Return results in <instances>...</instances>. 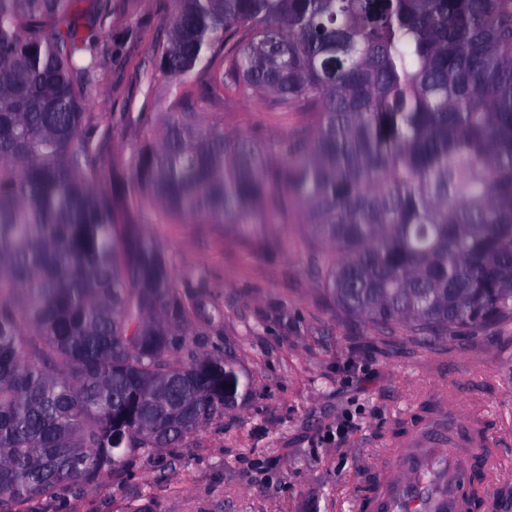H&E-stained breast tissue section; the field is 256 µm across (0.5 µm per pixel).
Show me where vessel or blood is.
<instances>
[{"label":"vessel or blood","instance_id":"b4317fda","mask_svg":"<svg viewBox=\"0 0 512 512\" xmlns=\"http://www.w3.org/2000/svg\"><path fill=\"white\" fill-rule=\"evenodd\" d=\"M458 426L452 412L447 429L413 440L410 451L399 454L361 500L360 512H465L459 487L468 473L447 435L448 429Z\"/></svg>","mask_w":512,"mask_h":512}]
</instances>
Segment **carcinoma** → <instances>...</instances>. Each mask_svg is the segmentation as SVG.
<instances>
[{"label":"carcinoma","instance_id":"obj_1","mask_svg":"<svg viewBox=\"0 0 512 512\" xmlns=\"http://www.w3.org/2000/svg\"><path fill=\"white\" fill-rule=\"evenodd\" d=\"M82 0H0V512L224 415L147 207L258 242L300 217L324 294L424 344L512 324V0H176L157 77L271 97L284 139L188 103L105 161ZM104 26L111 0H91Z\"/></svg>","mask_w":512,"mask_h":512}]
</instances>
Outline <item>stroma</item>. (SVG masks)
<instances>
[{
	"label": "stroma",
	"instance_id": "1",
	"mask_svg": "<svg viewBox=\"0 0 512 512\" xmlns=\"http://www.w3.org/2000/svg\"><path fill=\"white\" fill-rule=\"evenodd\" d=\"M174 7L112 0V26L101 33L112 64L88 86L85 109L111 118L113 157L133 162L153 131L123 115L172 112L186 97L204 123L286 137L300 117L269 100L214 99L199 81L152 78V49ZM142 222L164 246L180 292L204 310L193 325L202 351L234 360L250 391L174 444L95 486L38 497L27 512H359L363 485L399 444L441 428L452 409L495 457L494 512H512V328L478 327L449 344H417L401 326L380 337L323 295L318 251L295 216L265 244L160 210ZM345 415L354 428L340 443Z\"/></svg>",
	"mask_w": 512,
	"mask_h": 512
}]
</instances>
